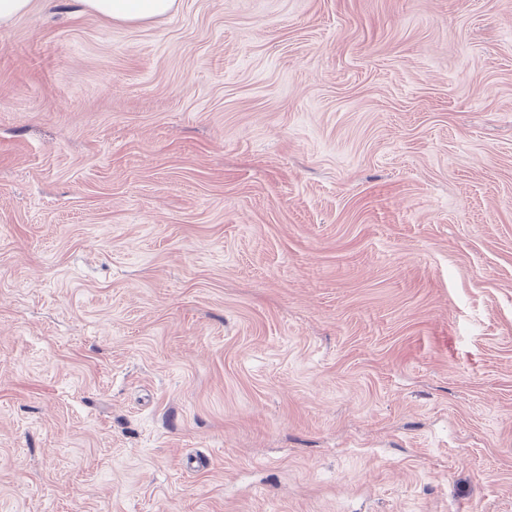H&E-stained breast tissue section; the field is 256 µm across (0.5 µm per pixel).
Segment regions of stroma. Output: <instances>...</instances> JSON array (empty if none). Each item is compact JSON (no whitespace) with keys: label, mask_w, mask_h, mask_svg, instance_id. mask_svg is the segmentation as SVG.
<instances>
[{"label":"stroma","mask_w":512,"mask_h":512,"mask_svg":"<svg viewBox=\"0 0 512 512\" xmlns=\"http://www.w3.org/2000/svg\"><path fill=\"white\" fill-rule=\"evenodd\" d=\"M0 512H512V0L0 26Z\"/></svg>","instance_id":"35a3bbf8"}]
</instances>
